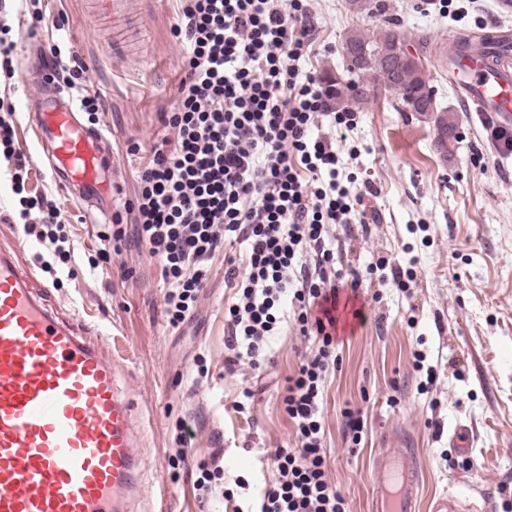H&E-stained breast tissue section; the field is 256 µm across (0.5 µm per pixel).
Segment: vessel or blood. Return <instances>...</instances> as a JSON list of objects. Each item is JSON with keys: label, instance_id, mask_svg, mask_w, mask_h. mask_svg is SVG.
I'll return each instance as SVG.
<instances>
[{"label": "vessel or blood", "instance_id": "b4317fda", "mask_svg": "<svg viewBox=\"0 0 512 512\" xmlns=\"http://www.w3.org/2000/svg\"><path fill=\"white\" fill-rule=\"evenodd\" d=\"M486 52L463 59L454 81L467 107L512 121V27L485 25ZM36 137L55 180L107 215L120 184L104 129L84 126L72 98L38 104ZM14 252L0 248V512H132L146 491L132 369L101 337L52 305ZM411 449L385 448L374 512H417Z\"/></svg>", "mask_w": 512, "mask_h": 512}]
</instances>
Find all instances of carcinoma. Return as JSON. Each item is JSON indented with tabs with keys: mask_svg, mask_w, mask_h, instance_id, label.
I'll list each match as a JSON object with an SVG mask.
<instances>
[{
	"mask_svg": "<svg viewBox=\"0 0 512 512\" xmlns=\"http://www.w3.org/2000/svg\"><path fill=\"white\" fill-rule=\"evenodd\" d=\"M344 44L350 46L357 55L353 65L356 71L352 73V82H328L326 86L331 91L332 105L338 110H344L352 104H362L378 95L379 90L396 89L401 102L411 97L424 105H431L438 111V130L442 137L436 140L440 148L448 146V141L456 138L458 119L441 107L432 89L431 80L413 76V72L402 67L395 54L396 45L404 44V40L391 29L382 30L372 36L359 32H349L344 38Z\"/></svg>",
	"mask_w": 512,
	"mask_h": 512,
	"instance_id": "cac0c4a2",
	"label": "carcinoma"
}]
</instances>
